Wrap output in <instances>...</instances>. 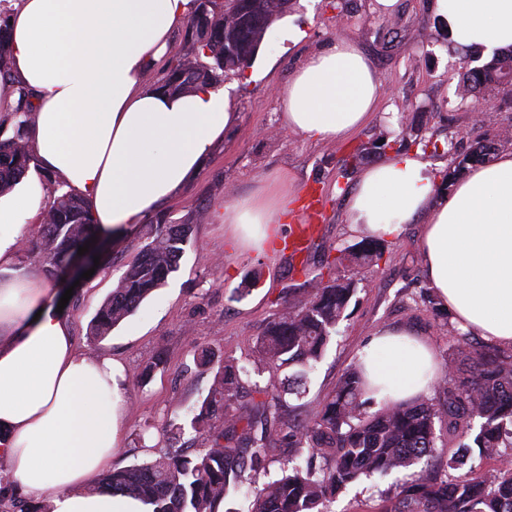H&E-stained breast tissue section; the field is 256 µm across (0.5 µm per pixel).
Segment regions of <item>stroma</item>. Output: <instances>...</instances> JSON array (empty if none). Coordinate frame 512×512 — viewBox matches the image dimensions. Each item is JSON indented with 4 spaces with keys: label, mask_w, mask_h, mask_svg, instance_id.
<instances>
[{
    "label": "stroma",
    "mask_w": 512,
    "mask_h": 512,
    "mask_svg": "<svg viewBox=\"0 0 512 512\" xmlns=\"http://www.w3.org/2000/svg\"><path fill=\"white\" fill-rule=\"evenodd\" d=\"M288 15L304 37L293 44L266 32L261 49L274 57L273 67L253 80L225 78L239 121L183 193L162 208L171 223L194 226L178 270L108 337L93 339L92 317L145 241L137 231L107 250V266L76 286L65 307L85 351L110 353L126 367L128 430L114 455L118 465L170 452V423L181 421L213 382V371L197 366L201 350L251 367L257 338L287 307L289 288L318 273L325 254L362 240V231L345 218L360 170L341 169V158L361 149L367 163H375L399 150L396 138L407 131L426 142L425 156L445 176L478 143L512 129V85L479 103L457 95L466 52L451 44L431 0H398L390 14L377 0H291ZM339 39L354 42L383 82L373 118L334 143L282 132L277 87L309 53ZM283 171L293 178L298 198L313 193L323 202L315 219L319 232L300 263L279 251L236 249L219 218L223 205L257 187L260 178ZM421 231V223L403 225L385 239L377 266L362 273L347 317L309 374L305 410L316 409L334 389L375 329L410 332L439 360L451 353L454 327L434 319L426 300L432 288L423 273ZM242 288L247 296H239ZM396 480L393 474L363 479L328 510L369 512L392 495Z\"/></svg>",
    "instance_id": "35a3bbf8"
}]
</instances>
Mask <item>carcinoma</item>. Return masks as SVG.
Masks as SVG:
<instances>
[{"instance_id":"carcinoma-1","label":"carcinoma","mask_w":512,"mask_h":512,"mask_svg":"<svg viewBox=\"0 0 512 512\" xmlns=\"http://www.w3.org/2000/svg\"><path fill=\"white\" fill-rule=\"evenodd\" d=\"M188 33L181 51L168 61L155 89L186 94L203 85H218L227 74L242 71L254 57L267 28L288 11L291 0H246L255 24L244 31L235 17L236 0H194ZM10 39L0 28V77L10 76ZM512 49L494 55L478 68H466L457 85L463 97L482 99L509 82ZM35 110L22 93L9 126L0 122V193L13 188L32 160L29 144ZM55 194L40 236L28 247L51 274L70 275L78 248L113 231L95 223L85 202L71 192ZM193 225L170 224L163 214L149 224L140 247L112 293L97 310L92 336L103 339L132 315L167 277L177 271ZM381 241L365 238L339 255L325 258L319 272L294 289L287 310L270 321L258 337L254 364L269 371L268 383L257 390L258 401L237 405L246 366L215 361L205 349L201 368H216L207 395L191 408L183 423L167 431L172 443L185 427L202 439L195 454L177 449L162 457L125 467L97 480L99 490L133 495L152 512H215L217 506L247 483L267 473L270 453L288 449L281 475L254 492L249 512H327L326 503L364 477L407 472L444 454L437 445L436 424L448 440L475 431L472 443L459 442L447 456L444 472L407 473L393 496L373 512H512V350L496 346L476 349L470 333L456 331L454 353L444 360L439 383L443 402L422 396L406 402L375 403L364 398L361 362L348 368L331 395L302 424L293 423L307 391L308 374L322 359L354 295L355 275L377 264ZM473 367L460 377V364ZM291 373L279 377L277 370ZM296 400L291 404L286 398ZM288 413V427L281 425ZM497 458L501 467L479 469L474 458Z\"/></svg>"}]
</instances>
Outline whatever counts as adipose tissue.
Masks as SVG:
<instances>
[{
  "label": "adipose tissue",
  "instance_id": "obj_1",
  "mask_svg": "<svg viewBox=\"0 0 512 512\" xmlns=\"http://www.w3.org/2000/svg\"><path fill=\"white\" fill-rule=\"evenodd\" d=\"M192 9V0H15L7 21L12 77L0 80V112L28 93L37 164L120 234L176 197L238 121L225 89L171 96L148 83ZM434 10L458 47L485 58L512 47V0H434ZM276 93L285 130L333 142L369 120L381 81L339 40ZM292 193L289 174L264 179L225 206V233L266 251ZM51 206L31 179L0 196V464L11 491L49 500L52 512H149L129 495L81 491L114 462L127 384L121 362L78 347L54 288L18 263L19 240ZM346 216L378 238L423 219V271L438 300L459 329L512 346V153L447 191L421 151L392 153L361 171ZM362 358L379 400L427 392L436 376L432 350L405 333L377 330Z\"/></svg>",
  "mask_w": 512,
  "mask_h": 512
}]
</instances>
